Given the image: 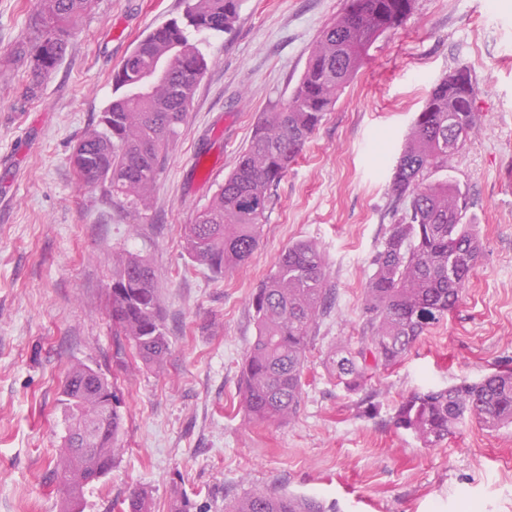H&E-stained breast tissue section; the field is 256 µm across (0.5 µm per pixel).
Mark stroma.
Here are the masks:
<instances>
[{
	"mask_svg": "<svg viewBox=\"0 0 512 512\" xmlns=\"http://www.w3.org/2000/svg\"><path fill=\"white\" fill-rule=\"evenodd\" d=\"M343 0H244L226 33L190 32L208 60L148 206L79 182L71 156L112 96L111 75L183 0H96L36 97L24 95L40 0H0V512H61L54 476L67 427L62 386L85 364L112 384L122 451L84 489L81 512H118L131 491L152 512H224L253 491L316 499L322 512H512V426L467 421L436 448L391 417L410 393L512 367V0H416L370 48L334 109L274 191L258 249L214 275L185 233L236 166L259 118L296 88ZM467 68L478 120L450 176L466 195L482 256L448 318L366 389L344 392L322 359L358 341L370 259L391 221L388 188L431 87ZM299 240L320 248L334 290L296 417L251 422L242 370L256 334L249 299ZM128 253L153 268L170 352H116L112 274Z\"/></svg>",
	"mask_w": 512,
	"mask_h": 512,
	"instance_id": "1",
	"label": "stroma"
}]
</instances>
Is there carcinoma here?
<instances>
[{
    "instance_id": "1",
    "label": "carcinoma",
    "mask_w": 512,
    "mask_h": 512,
    "mask_svg": "<svg viewBox=\"0 0 512 512\" xmlns=\"http://www.w3.org/2000/svg\"><path fill=\"white\" fill-rule=\"evenodd\" d=\"M31 19L34 38L15 55L30 58L26 94L34 96L66 55L74 25L94 0H40ZM243 0H186L183 20L173 19L139 39L112 74V100L97 127L79 140L72 162L84 185H102L136 208L145 206L162 169L163 149L185 122L207 59L186 35L226 33ZM415 0H344L312 48L291 97L262 114L235 168L188 225L185 247L216 274L248 261L257 249L273 205L272 189L358 72L367 50L398 28ZM157 58L173 64L145 90L144 70ZM477 88L470 72L456 68L429 92L397 158L389 188L391 224L371 257L362 336L356 347L335 348L324 367L348 392L363 389L372 375L396 365L431 326L444 320L460 297L482 253L474 225L464 222L466 196L448 177L453 158L477 120ZM333 294L322 253L309 240L284 252L275 271L256 289L250 304L257 333L243 365L242 401L254 423L292 419L302 404L307 352ZM112 322L146 364L164 362L169 344L159 311L155 274L129 253L115 269L110 292ZM88 375V392L64 388L69 423L64 462L58 470L63 512H78L74 478L97 482L112 471L121 451V418L112 406V386L99 371ZM465 419L495 430L512 425V368L495 369L474 382L415 391L392 416L395 428L424 448L446 441ZM224 512H321L313 499L254 492L224 505Z\"/></svg>"
}]
</instances>
